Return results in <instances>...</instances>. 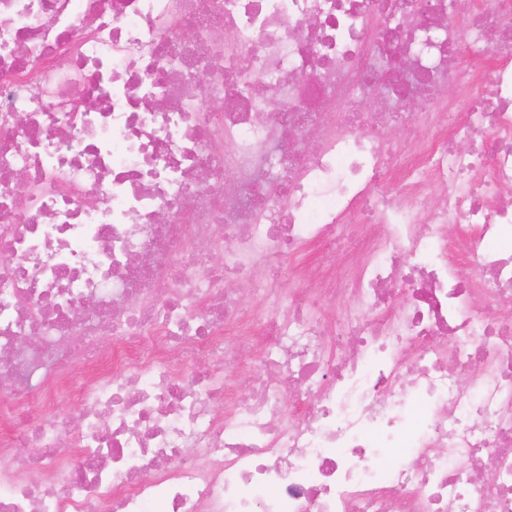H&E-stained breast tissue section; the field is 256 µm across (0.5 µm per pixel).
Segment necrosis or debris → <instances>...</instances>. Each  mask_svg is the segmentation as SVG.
Returning <instances> with one entry per match:
<instances>
[{
    "instance_id": "1",
    "label": "necrosis or debris",
    "mask_w": 512,
    "mask_h": 512,
    "mask_svg": "<svg viewBox=\"0 0 512 512\" xmlns=\"http://www.w3.org/2000/svg\"><path fill=\"white\" fill-rule=\"evenodd\" d=\"M1 377L0 512H512V0H0Z\"/></svg>"
}]
</instances>
